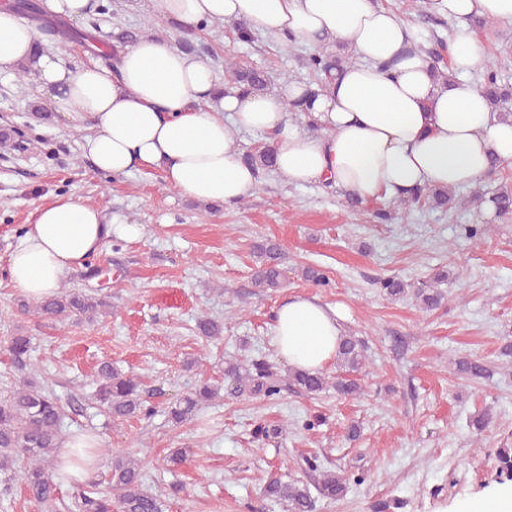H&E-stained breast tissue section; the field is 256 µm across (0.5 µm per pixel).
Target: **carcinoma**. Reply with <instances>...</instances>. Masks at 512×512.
Returning a JSON list of instances; mask_svg holds the SVG:
<instances>
[{
	"label": "carcinoma",
	"mask_w": 512,
	"mask_h": 512,
	"mask_svg": "<svg viewBox=\"0 0 512 512\" xmlns=\"http://www.w3.org/2000/svg\"><path fill=\"white\" fill-rule=\"evenodd\" d=\"M12 8L27 15L38 23V30L59 38L77 39L90 51L98 55L111 69L118 67L121 53L126 44L150 35L152 25L147 23L138 31H122L112 36V44L105 50L99 49L96 31L90 29L71 30L65 26L41 19L38 7L33 0H14ZM445 45L437 31H432L431 47L427 53L433 58V76L445 83L450 81L447 64L444 61ZM351 63L350 58H340L331 54L312 55L307 67L315 74L317 87L321 88L333 72L343 69ZM224 73L232 84L242 91H262L270 86L268 72L256 68H243L235 56L224 57ZM483 93L491 109H496L512 95V88L501 82L498 69L491 65L483 75ZM463 200L452 189H420L407 198L391 200L388 206H418L426 203L434 209L446 210ZM491 201L496 210L506 215L512 212V192L502 189L477 191L468 203L476 206ZM260 265L253 275V284L257 288H278L285 279L282 267L284 253L274 243L257 246ZM448 279V275L438 273L434 282H422L412 288L403 280L387 278L379 281L380 287L391 296L412 290V295L424 309H433L439 305L443 295L435 284ZM101 294L63 289L56 294L39 301L33 308L37 317L65 321L70 318L93 321L99 311L106 307ZM8 351L17 370L28 375L33 371L31 364V341L27 336H14L10 340ZM364 342L354 336L341 339L336 365L348 372H357L362 368ZM100 384L97 400L113 418L148 415L147 408L137 383L123 376L112 367L103 364L98 371ZM224 380L232 394L262 393L268 398L280 395L282 387L295 389L307 395H316L329 387V378L321 372H306L291 368L288 378L282 379L275 364L265 359H253L242 362L238 359L224 361ZM216 395L215 389L203 384L194 392L185 396L170 407V418L182 423L192 417L197 407ZM65 412L61 400L44 388L28 379L9 395L0 398V486L9 491L14 483L23 485L30 499L42 506L55 509L59 501L58 482L53 472L47 470L44 461L60 447L59 427ZM111 484L116 494H103L91 482L75 485L71 506L75 512H163L159 497L151 495L141 488V475L134 460L117 456L112 460ZM319 495L324 498L342 497L347 490L346 478L335 474H321L315 483ZM264 495L279 501L287 512H313L315 499L309 488L301 482H282L274 480L264 489Z\"/></svg>",
	"instance_id": "1"
}]
</instances>
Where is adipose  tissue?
I'll use <instances>...</instances> for the list:
<instances>
[{"mask_svg": "<svg viewBox=\"0 0 512 512\" xmlns=\"http://www.w3.org/2000/svg\"><path fill=\"white\" fill-rule=\"evenodd\" d=\"M156 8L188 28L246 20L313 46L338 43L358 61L315 95L297 82L223 92L209 59L151 36L127 49L114 71L36 53L34 27L1 7L0 74L35 58L54 109L90 121L82 149L102 172L158 171L182 197L233 206L261 180L244 158V132L271 134L274 169L288 182L321 183L362 201L474 186L494 167H512V123L494 118L468 82L483 56L465 33L455 37L448 69L456 83L448 88L435 82L425 54L410 51L409 27L376 0H156ZM429 9L458 20L512 19V0H429ZM141 231L120 215L54 199L17 237L9 281L33 299L53 294L112 237ZM340 321L315 297H290L275 311V346L294 368L324 369L336 357Z\"/></svg>", "mask_w": 512, "mask_h": 512, "instance_id": "adipose-tissue-1", "label": "adipose tissue"}]
</instances>
